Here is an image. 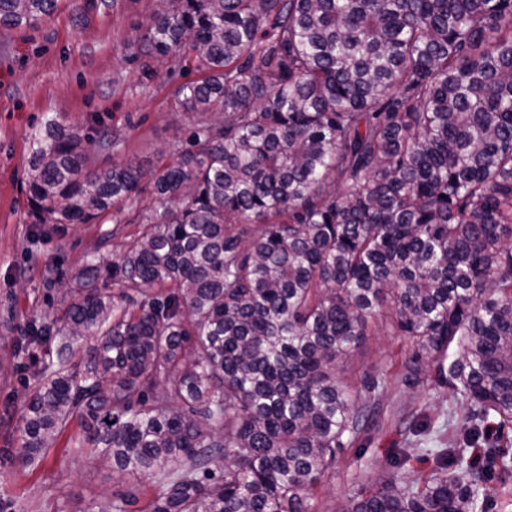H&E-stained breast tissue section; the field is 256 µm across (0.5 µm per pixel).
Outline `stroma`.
<instances>
[{"mask_svg": "<svg viewBox=\"0 0 512 512\" xmlns=\"http://www.w3.org/2000/svg\"><path fill=\"white\" fill-rule=\"evenodd\" d=\"M155 9V0H60L37 28L0 25V512H96L116 493L135 496L129 512H142L163 492L149 479L113 470L88 449L70 447L75 424L36 468L16 458L26 403L56 347L51 341L20 348L17 338L65 310L72 298L57 280L86 259L99 258L100 279L110 282L113 259L136 231L113 223L107 212L88 224H49L34 234L27 218L29 135L52 115L92 137L104 129L117 134V146L93 153L91 165L99 170L130 158L155 160L174 135L188 136L192 120L177 110L174 91L197 79L195 66L174 60L150 73L139 51ZM410 352L386 318L345 362L347 385L382 374L388 385L368 432L337 456L334 473L311 495L313 512H339L361 489L376 490L403 448L412 451L411 472L430 476L436 464L418 449L420 430H429L440 447L460 444L469 408L435 380L403 383L401 363ZM500 446L492 436L467 451L491 488L487 512H512V490L502 491L492 462Z\"/></svg>", "mask_w": 512, "mask_h": 512, "instance_id": "obj_1", "label": "stroma"}]
</instances>
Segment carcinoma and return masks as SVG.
I'll return each mask as SVG.
<instances>
[{"mask_svg":"<svg viewBox=\"0 0 512 512\" xmlns=\"http://www.w3.org/2000/svg\"><path fill=\"white\" fill-rule=\"evenodd\" d=\"M141 53L194 55L175 104L187 139L98 171L56 117L31 134L29 214L137 224L112 261L90 262L83 300L41 342L96 338L69 368L62 341L27 404L32 466L77 419V448L167 486L147 512H308L336 456L367 431L386 378L350 389L336 360L394 314L425 370L476 421L512 434V0H156ZM58 0H0V23L34 27ZM155 205L125 211L142 183ZM499 480L512 448H499ZM412 480L340 512H485L465 449L435 451Z\"/></svg>","mask_w":512,"mask_h":512,"instance_id":"1","label":"carcinoma"}]
</instances>
